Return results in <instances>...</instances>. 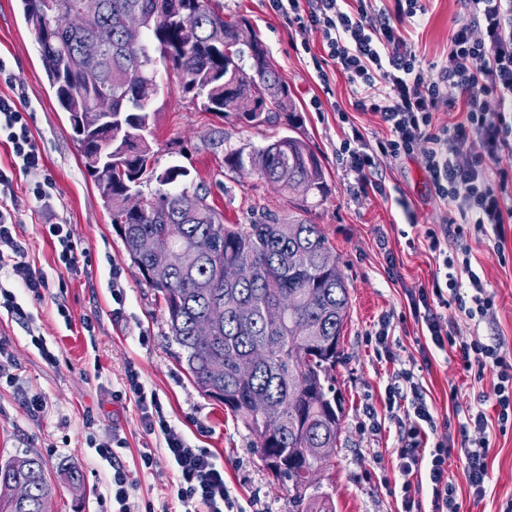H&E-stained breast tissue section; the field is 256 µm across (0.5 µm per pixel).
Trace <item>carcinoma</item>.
I'll return each mask as SVG.
<instances>
[{"mask_svg":"<svg viewBox=\"0 0 512 512\" xmlns=\"http://www.w3.org/2000/svg\"><path fill=\"white\" fill-rule=\"evenodd\" d=\"M36 36L42 65L60 108L82 147L85 167L119 231L126 253L145 283L162 298L174 341L186 355L188 374L197 389L224 403L253 437L277 481L288 485L294 512H333L320 484L306 470L322 469L323 449L336 447L342 413L332 371L341 358L339 336L348 316L349 295L339 267L322 261L332 251L318 225L290 215L264 212L249 224H226L208 193L179 184L180 166L156 173L151 135V104L158 93L156 58L180 77V88L193 94L206 112H236L251 123L262 115L293 109L287 86L267 61L257 34L243 42L245 20H224L210 0H101L97 17L84 29L56 25V16L79 0H19ZM186 11L200 24L186 32L177 18ZM137 13L139 39L125 31ZM224 33L211 41L212 29ZM89 38L104 40L94 61L80 54ZM112 96V124L95 109V99ZM208 145L224 152L231 169L256 173L278 190L321 195L325 191L318 156L300 137L283 136L244 154L218 131ZM153 179L158 188L145 198L144 210H122L123 197ZM175 225L181 233L182 260L166 263L164 253L142 255L139 240L162 237ZM240 265L245 277L224 287V267ZM224 307V322L200 341L196 320L211 307ZM281 305L280 321H265L264 310ZM263 349L262 362L251 353ZM264 398L258 411L253 400ZM276 422L279 435L267 436ZM28 493L18 499L14 487ZM54 486L38 456L0 461V512H42Z\"/></svg>","mask_w":512,"mask_h":512,"instance_id":"1","label":"carcinoma"}]
</instances>
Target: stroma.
Listing matches in <instances>:
<instances>
[{"label":"stroma","mask_w":512,"mask_h":512,"mask_svg":"<svg viewBox=\"0 0 512 512\" xmlns=\"http://www.w3.org/2000/svg\"><path fill=\"white\" fill-rule=\"evenodd\" d=\"M225 17L246 19L266 46L270 58L295 103L292 112L277 113L258 125L234 114L200 111L190 95L178 87V76L164 63L156 65L160 93L155 113L153 148L157 169L178 164L190 172L194 187L223 213L228 224L249 223L253 215L269 210L280 216L304 215L318 224L333 248L347 283L350 312L341 333L344 353L336 366V394L342 401L341 433L320 483L329 493L335 512H399L398 498L381 486L396 479L397 444L394 424L378 432L364 428L363 409L383 408L385 388L398 370L421 364L424 338L413 320L403 319L404 291L429 285L440 260L428 248V227L445 223L446 209L433 189L419 157L381 158L378 177L385 194L357 190L356 174L345 171L337 150L343 138L340 112L381 134L377 117L357 112L354 94L337 67H329V82L316 77L310 55L322 50L319 34L300 29L288 16L273 11L268 0H213ZM459 18L457 0H427L426 13L412 30V42L423 64L445 60L448 37ZM0 95L29 113L31 131L41 146L44 167L39 175L23 172L13 178L16 235L26 248V259L44 271L57 259L43 226L50 221L68 224L79 248L77 269L67 277L64 291H52L43 300L24 298L28 318L0 310V343L7 352L12 383L0 384V460L14 455L40 456L50 477L61 469L77 468L80 488L58 482L51 512H112L105 484L110 468L88 444L89 436L115 434L125 448L118 455L132 485L136 512L168 508L180 512L174 492L175 476L165 457L161 434L149 433L134 400L123 397L128 370H135L147 390L155 392L166 419L181 431L187 443L207 451L224 467V480L245 512H288V491L267 469L253 438L223 404L202 394L187 370L185 354L166 322L163 303L144 282L129 259L123 241L98 190L88 175L66 112L59 107L47 81L32 30L26 25L18 0H0ZM221 130L237 147L249 151L296 131L320 157L325 193L307 202L303 193L286 196L256 174L230 169L223 153L211 150L208 138ZM51 183L48 205L29 192L35 178ZM473 269L495 293L496 313L480 326L458 312H450L457 339L474 336L503 338L512 353V258L500 259L492 241H471ZM121 271L123 306H115L111 268ZM65 304L72 325L57 314ZM391 320V360L377 359L369 337L382 317ZM44 336L59 355L57 365L43 361L31 343V333ZM419 380L439 415L466 408L475 391L492 393L497 381L486 370L481 382L464 376L457 356L436 353ZM45 399L34 412L27 397ZM151 451L157 460L142 467L140 454ZM490 481L482 501H474L458 458L448 461V476L457 489L460 512H497L512 499V432L494 435L488 453Z\"/></svg>","instance_id":"35a3bbf8"}]
</instances>
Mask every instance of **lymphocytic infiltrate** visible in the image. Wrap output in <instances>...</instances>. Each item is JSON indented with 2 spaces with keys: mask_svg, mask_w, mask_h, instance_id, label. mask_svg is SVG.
<instances>
[{
  "mask_svg": "<svg viewBox=\"0 0 512 512\" xmlns=\"http://www.w3.org/2000/svg\"><path fill=\"white\" fill-rule=\"evenodd\" d=\"M272 8L292 16L304 28L319 32L324 54L312 63L321 82L328 65L340 66L355 94L356 110L377 116L381 136L371 138L350 125L339 148L346 170L354 172L360 189L382 190L374 179L382 157L420 154L435 197L446 207L448 220L427 229L432 252H441L455 237V252L442 254V269L429 287L408 290L410 316L430 350L457 353L463 370L482 379L486 369L497 373L493 397L478 394L457 421L440 418L429 407L413 371L398 372L386 387L384 414L368 410L371 430L381 418L397 427L398 470L402 512H422L421 489L430 492L431 512H459L456 486L448 476V459L459 456L474 501H482L489 481L487 456L492 444L488 428L512 430V354L503 339L475 337L459 341L444 310L455 307L474 323L495 314V294L472 268L469 239L493 238L498 252L512 241V169L499 164L512 152V0H459L461 19L448 39V57L423 67L409 41L408 24L426 13L422 0H393L374 7L372 0H270ZM454 114L440 122L441 109ZM0 142L11 152V165L0 167V196L12 193L15 171L39 172L43 154L28 113L0 96ZM16 215L0 206V308L25 316L18 290L42 300L53 281L25 259V248L14 236ZM128 390L138 404L147 431H160L176 478L184 512H235V501L224 482V467L206 451L191 447L163 414L157 395L147 394L137 373L126 375ZM493 405L496 422L485 407ZM117 437L96 442L98 457L111 473L107 493L118 512H131L130 481L114 449Z\"/></svg>",
  "mask_w": 512,
  "mask_h": 512,
  "instance_id": "1",
  "label": "lymphocytic infiltrate"
}]
</instances>
